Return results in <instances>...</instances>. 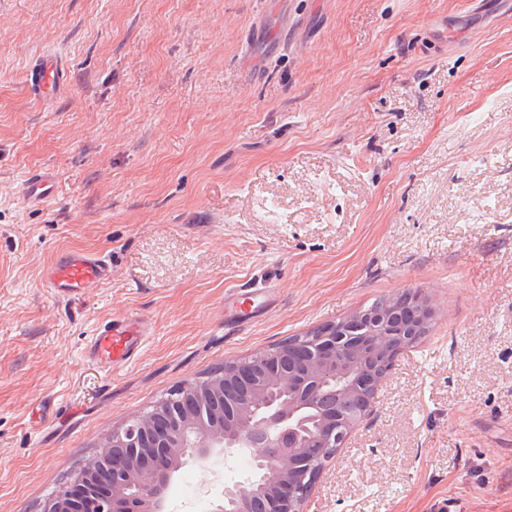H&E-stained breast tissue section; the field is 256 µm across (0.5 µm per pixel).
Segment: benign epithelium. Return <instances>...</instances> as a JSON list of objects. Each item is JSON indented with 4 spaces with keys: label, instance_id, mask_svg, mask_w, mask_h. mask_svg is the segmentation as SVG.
Here are the masks:
<instances>
[{
    "label": "benign epithelium",
    "instance_id": "obj_1",
    "mask_svg": "<svg viewBox=\"0 0 512 512\" xmlns=\"http://www.w3.org/2000/svg\"><path fill=\"white\" fill-rule=\"evenodd\" d=\"M434 320L415 292L358 309L252 358L227 360L148 413L112 429L44 512H168L166 490L188 460L250 453L256 475L224 487L212 512H305L327 465L370 415L399 354Z\"/></svg>",
    "mask_w": 512,
    "mask_h": 512
}]
</instances>
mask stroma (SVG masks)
Masks as SVG:
<instances>
[{
  "label": "stroma",
  "instance_id": "stroma-1",
  "mask_svg": "<svg viewBox=\"0 0 512 512\" xmlns=\"http://www.w3.org/2000/svg\"><path fill=\"white\" fill-rule=\"evenodd\" d=\"M65 249L111 279L52 297ZM238 286L275 301L228 330ZM408 290L430 332L306 510L512 512V0H0V512H42L184 382ZM130 315L136 360L91 364ZM252 474L186 464L168 510ZM65 80V72L58 60L45 57L38 68L28 76L30 90L35 96L45 97L57 92ZM56 178L48 170L32 173L22 186L24 200L28 205H40L52 197Z\"/></svg>",
  "mask_w": 512,
  "mask_h": 512
}]
</instances>
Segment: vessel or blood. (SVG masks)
Returning a JSON list of instances; mask_svg holds the SVG:
<instances>
[{
	"label": "vessel or blood",
	"mask_w": 512,
	"mask_h": 512,
	"mask_svg": "<svg viewBox=\"0 0 512 512\" xmlns=\"http://www.w3.org/2000/svg\"><path fill=\"white\" fill-rule=\"evenodd\" d=\"M65 80V72L57 59L43 58L38 68L28 76L31 92L45 97L57 92ZM56 178L50 171L32 173L22 186L27 204L40 205L52 197ZM112 276V268L104 258L94 253L75 250L58 251L42 274V285L54 297H77L102 286ZM271 295L266 290H236L227 295L225 326H232L248 315L269 308ZM145 326L137 318L124 316L108 320L98 331L88 351L90 361L115 367L136 355Z\"/></svg>",
	"instance_id": "b4317fda"
}]
</instances>
